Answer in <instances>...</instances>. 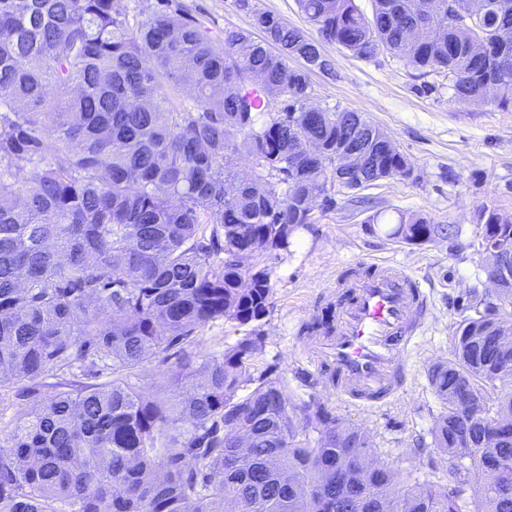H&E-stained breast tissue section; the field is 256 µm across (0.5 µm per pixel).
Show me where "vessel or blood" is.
<instances>
[{
  "mask_svg": "<svg viewBox=\"0 0 512 512\" xmlns=\"http://www.w3.org/2000/svg\"><path fill=\"white\" fill-rule=\"evenodd\" d=\"M336 317L311 356L337 392L383 405L401 389L404 365L430 303L420 281L390 262H358L337 282Z\"/></svg>",
  "mask_w": 512,
  "mask_h": 512,
  "instance_id": "1",
  "label": "vessel or blood"
}]
</instances>
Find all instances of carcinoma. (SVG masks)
Here are the masks:
<instances>
[{
  "label": "carcinoma",
  "instance_id": "carcinoma-1",
  "mask_svg": "<svg viewBox=\"0 0 512 512\" xmlns=\"http://www.w3.org/2000/svg\"><path fill=\"white\" fill-rule=\"evenodd\" d=\"M297 2L317 37L260 12L263 39L217 43L167 0L133 27L119 0H0V388L25 381L35 397L77 362L112 370L0 432V512H339L361 491L362 512H462L465 469L400 476L358 428L251 377L252 336L190 360L205 324L267 316L272 264L312 223L306 202L336 179L347 130L368 155L350 185L411 177L378 125L314 105L288 60L324 42L363 60L385 50L446 73L460 101L512 106V0H467L468 23L445 0H375L370 16L354 0ZM479 222L482 249L512 252V217L485 205ZM442 231L401 213L388 236L424 246ZM479 303L428 369L432 444L452 462L468 436L489 476L473 512H512V344L505 358L483 337L512 319V276ZM169 349L189 389L128 382Z\"/></svg>",
  "mask_w": 512,
  "mask_h": 512
}]
</instances>
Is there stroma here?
I'll list each match as a JSON object with an SVG mask.
<instances>
[{
  "instance_id": "35a3bbf8",
  "label": "stroma",
  "mask_w": 512,
  "mask_h": 512,
  "mask_svg": "<svg viewBox=\"0 0 512 512\" xmlns=\"http://www.w3.org/2000/svg\"><path fill=\"white\" fill-rule=\"evenodd\" d=\"M214 40L225 31L251 29L252 15L269 12L288 26L310 31L297 0H170ZM331 71L309 74L316 105L360 113L384 130L413 168L411 178H387L362 193L332 191L330 208L316 209L315 222L297 231L273 267V296L265 319L255 323L260 339L256 372L283 379L295 400L325 406L347 425L365 432L399 474L433 480L448 472V459L434 447L416 452L430 438L442 407L428 367L448 359L455 325L473 313L474 295H488L489 256L479 245L482 206L512 217V108L456 100L446 75L422 73L404 59L381 52L371 60L325 44ZM422 214L454 226L452 237L413 246L373 229L374 213ZM390 260L418 277L432 301V317L409 351V383L378 409L352 405L336 395L310 358L309 344L322 335L318 322L331 312L336 281L357 261ZM245 328L217 320L197 331L195 364L223 354ZM103 365L77 363L47 379L41 396L111 380Z\"/></svg>"
}]
</instances>
